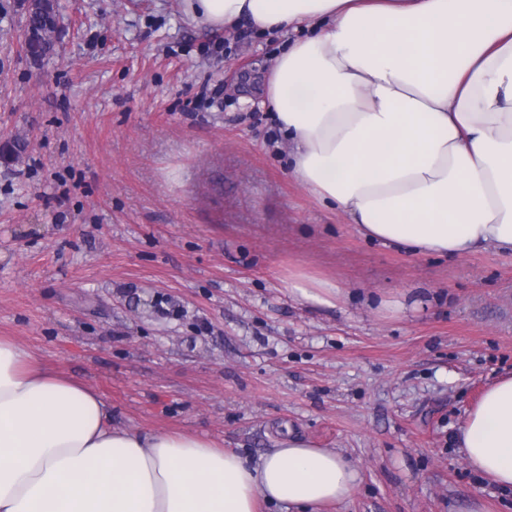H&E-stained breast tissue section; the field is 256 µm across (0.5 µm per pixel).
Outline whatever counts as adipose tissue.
Returning a JSON list of instances; mask_svg holds the SVG:
<instances>
[{
	"label": "adipose tissue",
	"instance_id": "adipose-tissue-1",
	"mask_svg": "<svg viewBox=\"0 0 512 512\" xmlns=\"http://www.w3.org/2000/svg\"><path fill=\"white\" fill-rule=\"evenodd\" d=\"M222 30L295 32L264 84L291 175L369 241L512 252V0H181ZM512 491V375L455 437ZM359 472L288 435L251 458L114 427L102 396L0 338V512H315Z\"/></svg>",
	"mask_w": 512,
	"mask_h": 512
}]
</instances>
